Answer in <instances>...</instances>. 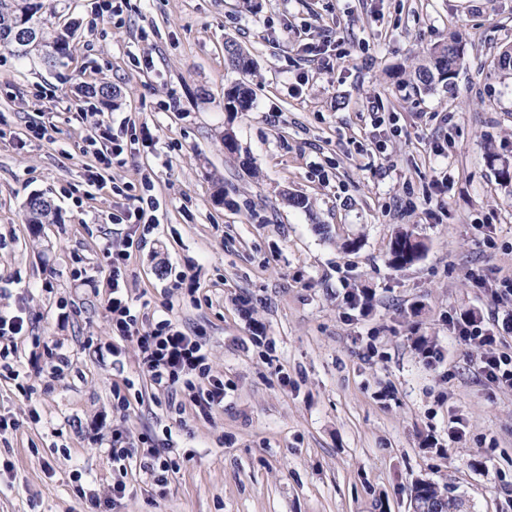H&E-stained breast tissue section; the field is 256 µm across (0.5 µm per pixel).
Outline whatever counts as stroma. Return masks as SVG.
Instances as JSON below:
<instances>
[{"label": "stroma", "instance_id": "obj_1", "mask_svg": "<svg viewBox=\"0 0 512 512\" xmlns=\"http://www.w3.org/2000/svg\"><path fill=\"white\" fill-rule=\"evenodd\" d=\"M42 2L44 18L78 31L64 67L0 47V128L12 133L0 140V309L24 306L29 322L19 379L0 376V415L18 420L0 432V512H412L420 480L464 512H512V390L478 374L480 349L450 324L490 320L512 353V305L494 293L512 279V179L500 175L512 168V69L498 65L512 0H129L119 26L100 0ZM306 30L348 57L314 61ZM454 33L453 89L419 91L408 68ZM229 38L258 64L247 112L224 109ZM100 80L115 92L103 119L158 132L112 171L159 203L125 282L205 344L226 385L207 419L188 401L170 413L139 377L136 347L109 328L103 249L129 227L88 184L80 87ZM42 126L48 138L35 139ZM228 129L239 154L224 151ZM34 194L55 223H27ZM405 230L425 249L397 269L390 242ZM89 338L117 342L120 358ZM36 339L66 357L57 378L32 356ZM128 378L137 395L120 411L112 391ZM456 419L465 433L452 440ZM116 428L173 441L166 484L129 467L113 502Z\"/></svg>", "mask_w": 512, "mask_h": 512}]
</instances>
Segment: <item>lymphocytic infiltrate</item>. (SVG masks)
Here are the masks:
<instances>
[{
  "instance_id": "lymphocytic-infiltrate-1",
  "label": "lymphocytic infiltrate",
  "mask_w": 512,
  "mask_h": 512,
  "mask_svg": "<svg viewBox=\"0 0 512 512\" xmlns=\"http://www.w3.org/2000/svg\"><path fill=\"white\" fill-rule=\"evenodd\" d=\"M84 118L92 129L86 144L93 147L96 162L108 169L124 166L123 136L114 133L111 125L97 118L95 113H85ZM101 140L111 142L110 152L97 150L96 145ZM139 245V240L130 233L123 238L120 247L106 253L112 265V295L107 303L112 333L135 343L142 375L148 377L156 389L167 393L169 410L180 411L179 397L184 394L190 397L199 414H208L224 404V380L212 375L208 351L198 339L178 329L171 319L156 320L141 313L128 293L123 268ZM455 330L463 342L481 349L480 374L492 384L512 389V355L500 351V338L489 324L463 316L458 319ZM137 446L131 431L113 430L109 454L118 466L112 481L113 497L121 498L126 493L129 459H138L141 473L155 482L167 481L169 473L176 469L170 456L159 448L140 454Z\"/></svg>"
}]
</instances>
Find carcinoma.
<instances>
[{
  "label": "carcinoma",
  "mask_w": 512,
  "mask_h": 512,
  "mask_svg": "<svg viewBox=\"0 0 512 512\" xmlns=\"http://www.w3.org/2000/svg\"><path fill=\"white\" fill-rule=\"evenodd\" d=\"M42 9L39 0H0V45L11 48L17 55L26 56L33 50L44 52V58L52 66L63 64V59L70 56L71 43L76 38L74 25L61 29L40 28L41 40L18 43L13 33L20 21L34 25V16ZM460 45V40L452 36L448 41L432 47L410 73L417 86L431 90L438 85L452 88L459 63L453 59V48ZM225 67L240 72L250 73L256 68L255 61L234 40L225 42ZM83 93L96 98L106 107H112V84L101 82L83 86ZM251 89L243 82H234L224 90V109L229 112H245L252 108ZM55 211L51 204L42 205L39 210L28 213L30 224H52ZM413 234L399 232L391 240L390 262L396 268H403L418 259L411 251L410 241ZM413 498L422 503L427 510L441 509L443 512H461L462 499L454 495H445L439 488L426 481H420L413 487Z\"/></svg>",
  "instance_id": "cac0c4a2"
}]
</instances>
